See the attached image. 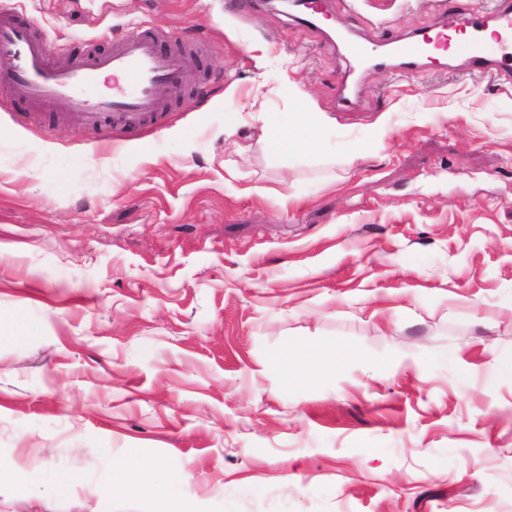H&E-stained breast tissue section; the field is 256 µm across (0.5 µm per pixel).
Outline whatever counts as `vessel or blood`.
Masks as SVG:
<instances>
[{"mask_svg":"<svg viewBox=\"0 0 512 512\" xmlns=\"http://www.w3.org/2000/svg\"><path fill=\"white\" fill-rule=\"evenodd\" d=\"M464 38L451 42L450 32ZM494 37L497 52H489L487 37ZM163 31L147 27L106 52L91 51L61 64L50 61L45 45L35 38L32 22L19 21L11 9L0 8V80L30 111L73 112L88 126L109 131L112 126L138 129L158 125L170 111L190 64L179 52L162 50ZM344 51L362 69L413 73L426 66H447L459 60L470 72H493L512 80V0H497L492 11H477L461 18L442 14L431 28L412 38L365 44L345 40ZM118 76L112 92H93L102 74ZM360 81H341L340 111H358Z\"/></svg>","mask_w":512,"mask_h":512,"instance_id":"b4317fda","label":"vessel or blood"}]
</instances>
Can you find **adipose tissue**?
<instances>
[{"label":"adipose tissue","mask_w":512,"mask_h":512,"mask_svg":"<svg viewBox=\"0 0 512 512\" xmlns=\"http://www.w3.org/2000/svg\"><path fill=\"white\" fill-rule=\"evenodd\" d=\"M294 103L295 111L283 117L260 114L262 135L258 145L263 152L294 159L319 151L327 117L313 111L303 94H295ZM116 477L129 493L155 499L168 497L187 479L182 470L171 468L158 483L149 477L145 467L128 463L117 469Z\"/></svg>","instance_id":"1"}]
</instances>
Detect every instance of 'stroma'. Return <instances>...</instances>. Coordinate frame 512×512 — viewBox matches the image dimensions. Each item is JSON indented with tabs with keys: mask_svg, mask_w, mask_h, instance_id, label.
<instances>
[{
	"mask_svg": "<svg viewBox=\"0 0 512 512\" xmlns=\"http://www.w3.org/2000/svg\"><path fill=\"white\" fill-rule=\"evenodd\" d=\"M488 2L329 17L390 41ZM1 5L54 59L141 22L203 52L107 137L0 93V512H156L113 483L131 460L188 473L175 512H512V83L371 72L340 112L352 61L275 0ZM290 82L331 119L294 163L257 145ZM288 343L351 363L287 386Z\"/></svg>",
	"mask_w": 512,
	"mask_h": 512,
	"instance_id": "obj_1",
	"label": "stroma"
}]
</instances>
